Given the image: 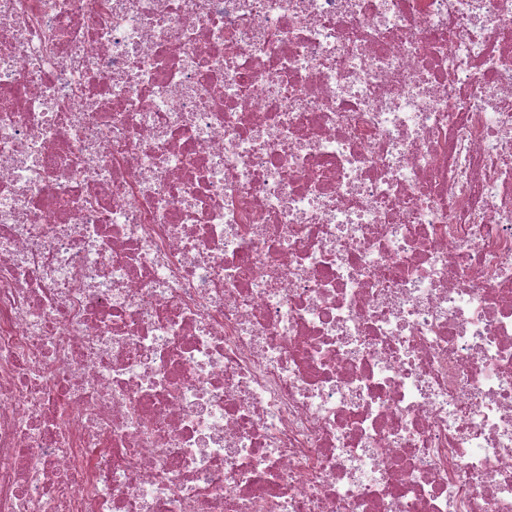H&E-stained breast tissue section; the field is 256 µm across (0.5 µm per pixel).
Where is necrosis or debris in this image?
<instances>
[{"label":"necrosis or debris","instance_id":"1","mask_svg":"<svg viewBox=\"0 0 512 512\" xmlns=\"http://www.w3.org/2000/svg\"><path fill=\"white\" fill-rule=\"evenodd\" d=\"M0 512H512V0H0Z\"/></svg>","mask_w":512,"mask_h":512}]
</instances>
